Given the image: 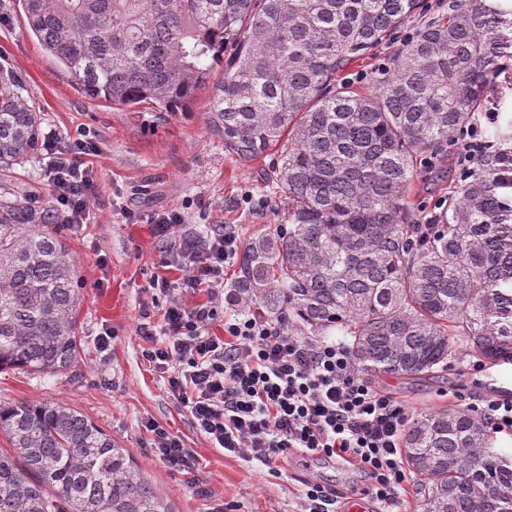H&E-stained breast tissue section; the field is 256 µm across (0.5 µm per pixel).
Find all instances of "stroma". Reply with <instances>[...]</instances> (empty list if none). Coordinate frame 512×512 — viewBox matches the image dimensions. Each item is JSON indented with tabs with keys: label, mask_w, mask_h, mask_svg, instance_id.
Returning a JSON list of instances; mask_svg holds the SVG:
<instances>
[{
	"label": "stroma",
	"mask_w": 512,
	"mask_h": 512,
	"mask_svg": "<svg viewBox=\"0 0 512 512\" xmlns=\"http://www.w3.org/2000/svg\"><path fill=\"white\" fill-rule=\"evenodd\" d=\"M428 15L418 16L392 41L374 49L347 71L364 81L391 64L406 34L427 16L447 12L446 0H427ZM0 65L20 73L25 96L42 112L49 139L87 136L94 149L85 161L91 170L96 206L86 224L62 226L82 283L77 319L79 354L70 369L33 377L20 370L0 372V403L66 404L84 414L127 448L134 465L170 499L178 512H297L299 476H313L328 486L359 491L362 473L312 456H294L278 475L267 466L224 454L194 427L190 414L169 394L143 351L147 316L165 304L151 283L163 276L179 281L183 273L165 266L169 244L159 238L151 218L179 212L188 228L202 237L223 227L248 241L277 222L274 190L264 179L270 159L243 165L224 154L221 139L205 124L208 93L199 94L192 112L160 121L155 112L136 114L81 95L70 78L25 31L16 0H0ZM50 153L15 165L0 176V196L25 191L35 203L51 200L47 170ZM111 328L112 342L101 348L98 336ZM473 357L461 355L433 375L403 380L378 379L409 412L425 408L455 409L450 390L472 398L496 397L512 402V365H484L475 372ZM179 436L195 458L177 471L156 454L147 422Z\"/></svg>",
	"instance_id": "obj_1"
}]
</instances>
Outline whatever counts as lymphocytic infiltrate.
<instances>
[{
  "label": "lymphocytic infiltrate",
  "mask_w": 512,
  "mask_h": 512,
  "mask_svg": "<svg viewBox=\"0 0 512 512\" xmlns=\"http://www.w3.org/2000/svg\"><path fill=\"white\" fill-rule=\"evenodd\" d=\"M85 147L79 139L54 147L48 180L68 224L85 223L94 205L93 180L80 160ZM153 222L187 274L178 288L154 280L167 299L164 338L144 356L196 429L225 453L271 469L294 452L356 468L376 512H402L410 479L401 452L403 404L359 375L345 344L301 335L253 311L226 314L224 268L241 247L234 233L196 238L177 213ZM200 292L205 302L190 304ZM217 322L223 335L210 332Z\"/></svg>",
  "instance_id": "obj_1"
}]
</instances>
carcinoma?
<instances>
[{"instance_id":"1","label":"carcinoma","mask_w":512,"mask_h":512,"mask_svg":"<svg viewBox=\"0 0 512 512\" xmlns=\"http://www.w3.org/2000/svg\"><path fill=\"white\" fill-rule=\"evenodd\" d=\"M24 26L87 98L161 119L211 89L206 125L239 163L274 158L284 219L238 259V300L305 336L345 338L368 376L418 379L462 352L512 359V131L439 210L409 192L421 160L499 87L501 0H449L363 86L340 78L424 0H18ZM42 113L0 67V171L44 150ZM55 204L0 197V371L77 358L81 295ZM0 512H176L127 450L62 403H0ZM402 455L422 512H503L512 467L488 426L426 409Z\"/></svg>"}]
</instances>
